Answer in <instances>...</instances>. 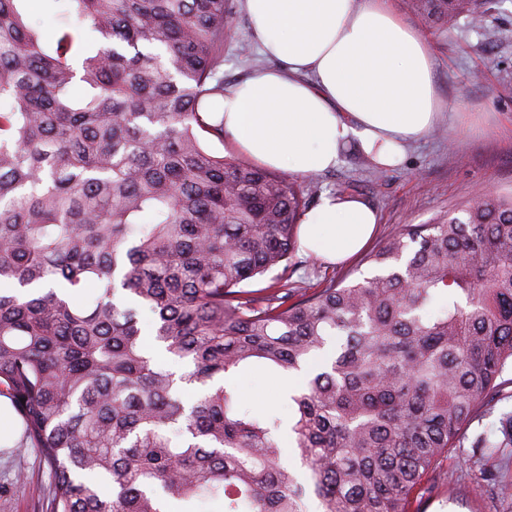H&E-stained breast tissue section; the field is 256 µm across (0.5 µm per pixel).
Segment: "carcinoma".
Wrapping results in <instances>:
<instances>
[{
	"mask_svg": "<svg viewBox=\"0 0 512 512\" xmlns=\"http://www.w3.org/2000/svg\"><path fill=\"white\" fill-rule=\"evenodd\" d=\"M17 2L0 0V398L47 466L39 512H421L453 490L448 456L512 385V192L404 226L372 277L299 288L309 197L206 145L224 142L203 112L231 0H60L47 44ZM489 3L413 0L434 25ZM246 368L309 371L291 416L246 404ZM182 383L202 386L189 408ZM501 433L465 460H512V416ZM490 476L511 508L508 471Z\"/></svg>",
	"mask_w": 512,
	"mask_h": 512,
	"instance_id": "carcinoma-1",
	"label": "carcinoma"
}]
</instances>
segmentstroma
I'll return each instance as SVG.
<instances>
[{
    "label": "stroma",
    "mask_w": 512,
    "mask_h": 512,
    "mask_svg": "<svg viewBox=\"0 0 512 512\" xmlns=\"http://www.w3.org/2000/svg\"><path fill=\"white\" fill-rule=\"evenodd\" d=\"M390 4L428 38L436 63L437 92L455 106V113L441 131L415 142L395 167L378 168L364 155L349 151L333 170L297 179L315 203L341 185H352L356 196L380 215L368 243L372 250L404 225L431 223L467 196L512 191V42L505 44L496 37L498 28H512V0H493L482 28L460 19L439 31L430 28L407 0H390ZM233 11L221 66L228 85L265 64L254 48L250 18L241 6ZM374 273L360 255L338 265L310 257L303 249L293 258V279L302 288L318 287L327 278H364ZM235 381L244 388L249 404L271 406L289 415L281 379L248 369L238 373ZM448 470L454 473L459 490L467 493L466 505L432 497L425 502L424 512H506L505 504L491 492L471 496L474 475L457 456L449 457ZM47 482V467L34 451L0 450V512H34Z\"/></svg>",
    "instance_id": "stroma-1"
}]
</instances>
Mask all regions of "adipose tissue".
Listing matches in <instances>:
<instances>
[{"mask_svg": "<svg viewBox=\"0 0 512 512\" xmlns=\"http://www.w3.org/2000/svg\"><path fill=\"white\" fill-rule=\"evenodd\" d=\"M268 67L208 104L227 145L254 165L311 176L353 149L399 164L442 120L427 39L389 0H243ZM378 222L355 196L328 194L301 217L309 252L340 262L361 252Z\"/></svg>", "mask_w": 512, "mask_h": 512, "instance_id": "1", "label": "adipose tissue"}]
</instances>
